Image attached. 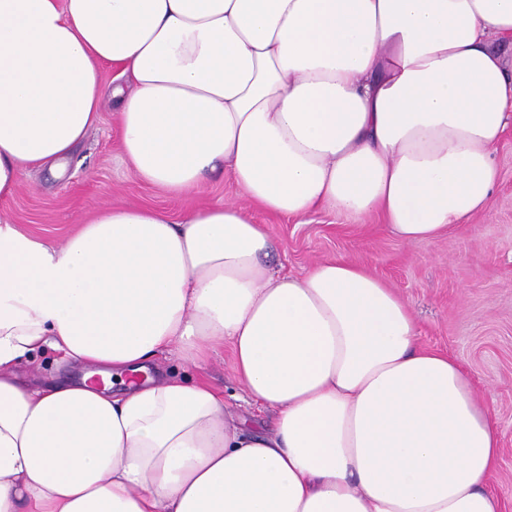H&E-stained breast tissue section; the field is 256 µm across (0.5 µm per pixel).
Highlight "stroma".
I'll return each instance as SVG.
<instances>
[{"label":"stroma","mask_w":512,"mask_h":512,"mask_svg":"<svg viewBox=\"0 0 512 512\" xmlns=\"http://www.w3.org/2000/svg\"><path fill=\"white\" fill-rule=\"evenodd\" d=\"M494 159L499 179L488 207L428 242L403 241L375 217L360 223L322 210L295 218L260 209L252 217L272 226L288 271L301 275L316 261L342 257L400 293L415 315L419 343L454 357L495 417L501 458L487 484L512 512V129ZM239 194L221 174L183 196L139 181L122 159L118 125L107 109L65 169L46 167L27 177L0 201V218L58 243L109 204L156 208L176 220L189 208Z\"/></svg>","instance_id":"stroma-1"}]
</instances>
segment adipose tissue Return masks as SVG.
Returning <instances> with one entry per match:
<instances>
[{
  "label": "adipose tissue",
  "mask_w": 512,
  "mask_h": 512,
  "mask_svg": "<svg viewBox=\"0 0 512 512\" xmlns=\"http://www.w3.org/2000/svg\"><path fill=\"white\" fill-rule=\"evenodd\" d=\"M494 37L512 0H0V198L109 101L137 179L242 192L176 221L111 205L59 244L0 220V512H504L461 365L366 268L283 272L250 215L420 243L486 209L512 127ZM221 347L272 431L159 364ZM47 350L86 378L29 384Z\"/></svg>",
  "instance_id": "1"
}]
</instances>
